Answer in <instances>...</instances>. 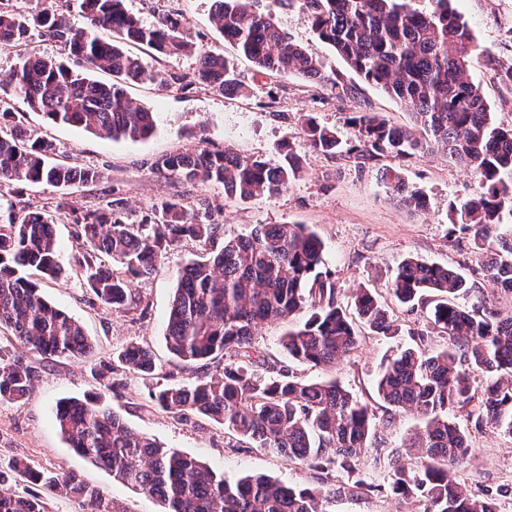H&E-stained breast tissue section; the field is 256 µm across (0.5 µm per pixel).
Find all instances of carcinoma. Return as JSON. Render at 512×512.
Segmentation results:
<instances>
[{"instance_id":"obj_1","label":"carcinoma","mask_w":512,"mask_h":512,"mask_svg":"<svg viewBox=\"0 0 512 512\" xmlns=\"http://www.w3.org/2000/svg\"><path fill=\"white\" fill-rule=\"evenodd\" d=\"M215 0L214 21L224 39L247 57L255 72L294 75L307 81L341 83L325 75L321 61L286 37L273 12L284 6L306 11L318 38L331 45L367 82L408 107L413 125H392L377 112L352 117L355 141L343 142L336 130L307 114L302 128L308 146L326 156L346 155L361 167H374L388 154L439 153L449 163L472 169L479 178L473 196L461 207L460 231L482 247L494 230L512 219V128L493 125L480 85L469 73L478 50L468 24L435 0L422 12L412 0ZM84 17L73 27L58 12L43 8L27 16L0 0V48L25 46L39 32L58 42L70 63L22 57L0 75V92L23 97L30 109L55 123L78 126L105 139L143 141L155 128L154 113L134 103L126 86L152 82L186 89L202 83L223 95L249 90L223 54L187 39V20L179 13L145 25L124 0H71ZM112 31L113 40L97 35ZM147 46L164 57L192 54V76L145 68L128 47ZM112 75L108 82L92 76ZM0 184L46 182L54 187L97 184L101 173L58 159L55 145L34 138L0 95ZM276 166L230 148L202 144L158 158L152 167L187 184L219 183L224 193L248 200L275 198L299 176L291 146ZM392 198L409 209L425 206L424 194L406 184L394 168L382 169ZM84 248L75 272L93 294L116 311L128 309L132 280L152 273L167 251L184 238L212 242L223 225L189 211L178 199H164L133 223L123 199L95 209L72 207ZM54 220L40 211H18L0 203V331L25 350L0 358V402L27 398L39 377L26 354L49 362L79 359L92 350L81 325L52 306L35 276L61 274ZM487 246V245H485ZM111 259L115 267L102 263ZM483 275L512 292V229L488 245ZM468 283L458 269L419 258L405 259L390 291L408 305L434 296L430 323L448 335L441 351L407 349L390 358L375 389L385 422L413 412L422 429L390 450V489L424 501V512H488L493 498L472 493L454 470L470 452L468 437L448 418V408L471 401V373L487 376L481 405L487 419L512 437V310L484 304L469 310L453 302ZM358 319L351 318L325 270L324 246L300 224H259L250 233L224 238L213 256L193 261L178 273L167 320L170 353L191 364L224 360L219 374L208 372L186 385H161L151 392L158 410L181 422L199 417L224 425L242 449L260 448L318 474L312 486L285 485L267 475L234 482L208 464L133 430L116 412L98 406L96 397L70 398L56 408L55 421L71 448L112 471L115 478L159 498L166 512H330L336 494L354 497L377 490L359 474V461L371 447L376 410L334 380L310 382L288 372L265 379L250 370L265 364L254 345L258 327L304 310L310 315L288 329L281 346L288 357L334 370L360 349L361 327L389 336L397 331L378 297L368 288L353 295ZM129 371L151 376V352L131 344L118 356ZM18 474L56 499L77 500L88 512H127L119 501L78 475L41 470L29 459L0 468V485ZM0 512H50L40 493L0 492Z\"/></svg>"}]
</instances>
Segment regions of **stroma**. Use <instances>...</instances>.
Listing matches in <instances>:
<instances>
[{"label": "stroma", "mask_w": 512, "mask_h": 512, "mask_svg": "<svg viewBox=\"0 0 512 512\" xmlns=\"http://www.w3.org/2000/svg\"><path fill=\"white\" fill-rule=\"evenodd\" d=\"M451 6L467 22L479 47L470 60L473 81L481 85L497 124L512 126V85L499 82L495 75L497 67L512 65V0H451ZM125 7L147 25L169 12L182 14L188 21V39L224 53L250 92L228 96L201 85L186 91L149 82L130 85L128 96L155 112L157 121L153 135L137 142L103 139L83 128L52 122L45 114L32 111L23 98H11L13 111L31 133L51 140L59 155L70 162L98 169L102 178L94 185L65 189L45 183L0 185V201L57 217L55 236L63 274L42 282L41 291L82 324L93 346L86 358L50 362L28 400L0 402V467L27 456L42 468L80 475L106 496L123 502L129 512H164L161 501L114 478L111 471L75 453L63 439L55 423L57 402L96 394L133 429L164 447L203 459L227 480L265 474L286 484H313L316 474L305 466L286 464L260 450L236 448L220 424L206 419L181 424L152 406L150 393L156 384L188 383L200 374L199 366L180 363L170 354L165 331L179 271L190 261L212 254V247L192 239L179 242L152 275L133 281L128 310L117 312L98 300L76 275L81 241L75 224L59 218L60 207L67 203L103 206L107 191L115 187L133 221L162 198L182 197L208 205L212 219L223 224L228 237L247 234L258 224L306 225L324 244L326 267L343 304H350L356 289H372L397 331L388 337L367 334L357 354L333 372L288 358L281 338L289 321L259 327L256 345L266 360L291 375L305 381L336 378L352 394L374 405L378 402L375 380L388 358L409 347L437 350L448 344L447 336L430 324L424 304L411 308L389 293L404 259L417 257L456 267L470 284L469 292L455 298L459 307L471 308L484 297L499 308H512V294L482 274L484 250L452 225L451 206H462L470 199L478 177L438 155L388 156L379 166L361 168L352 159L309 149L300 122L304 114L336 129L346 141L355 137L347 123L351 113L379 112L399 126L411 124L412 118L408 108L360 78L330 45L318 39L309 15L299 8L277 9L278 26L319 57L325 74L344 83L348 94L338 97L331 86L293 76L256 74L253 64L238 55L214 25L213 0H125ZM202 140L210 149L229 147L272 165L281 162L280 148L289 142L300 158L301 173L278 197L242 201L226 196L223 185L181 183L154 168L161 155L194 148ZM385 167L399 170L409 185L425 194V209L411 211L391 200L381 179ZM132 343L152 351L156 364L152 378H142L120 365L119 353ZM104 363L111 370L102 379L98 369ZM479 411L480 401L475 398L448 412L466 432L471 446V455L457 469L456 479L472 492L496 494L501 512H512V438L479 419ZM421 426L416 414L401 412L389 425L379 427L375 444L360 462L361 472L376 484V491L359 498L337 497L334 512H422L417 499L391 492L384 463L389 451Z\"/></svg>", "instance_id": "obj_1"}]
</instances>
